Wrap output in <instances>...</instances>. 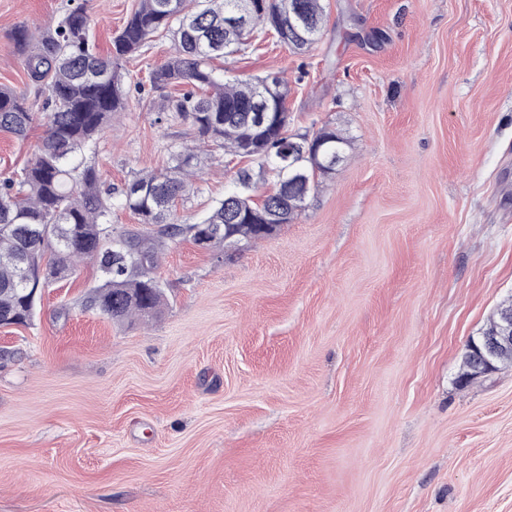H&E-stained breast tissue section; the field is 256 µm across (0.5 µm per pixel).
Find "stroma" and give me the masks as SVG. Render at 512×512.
<instances>
[{"instance_id":"stroma-1","label":"stroma","mask_w":512,"mask_h":512,"mask_svg":"<svg viewBox=\"0 0 512 512\" xmlns=\"http://www.w3.org/2000/svg\"><path fill=\"white\" fill-rule=\"evenodd\" d=\"M138 0H85L100 54ZM320 39L268 37L231 74L287 78L291 134L350 156L228 260L167 244L157 317L81 301L85 262L0 326V512H512V367L460 382L512 297V0H324ZM67 0H0V85L43 98L10 39ZM170 38L124 65V109L77 158L103 189L195 146L200 222L247 160L196 146L151 88ZM44 128L0 131V179ZM313 141L323 140L324 150L337 151L342 156V162L347 158L349 150L351 149V140L343 133L336 131L335 127L325 125L321 127Z\"/></svg>"}]
</instances>
